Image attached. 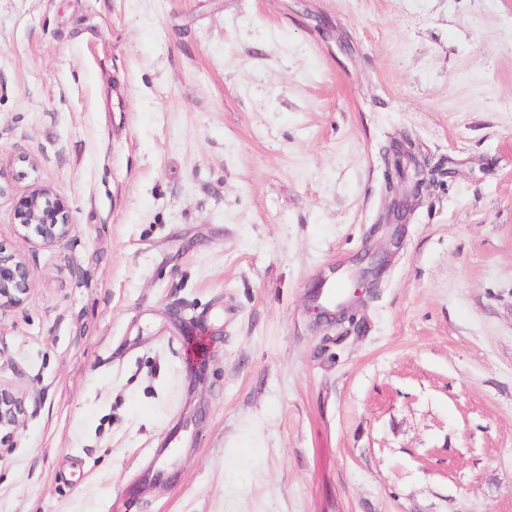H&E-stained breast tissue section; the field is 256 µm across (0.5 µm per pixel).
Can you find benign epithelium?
Segmentation results:
<instances>
[{"mask_svg":"<svg viewBox=\"0 0 512 512\" xmlns=\"http://www.w3.org/2000/svg\"><path fill=\"white\" fill-rule=\"evenodd\" d=\"M409 152L401 146L387 161L389 175L385 181L389 205L383 212L379 225L403 223L422 200L430 180V170L422 165L406 173L399 165V154ZM14 217L24 231L32 234L46 246L66 242L72 229L69 205L64 197L53 189L37 188L14 201ZM386 262L385 255L365 250L355 260V268L347 274L353 292L363 288H375ZM32 285V273L26 260L19 254L0 246V309L23 303ZM324 322L340 328L353 324L347 299L336 302L334 309L322 307ZM27 412L26 397L8 386L0 385V432L15 430Z\"/></svg>","mask_w":512,"mask_h":512,"instance_id":"benign-epithelium-1","label":"benign epithelium"}]
</instances>
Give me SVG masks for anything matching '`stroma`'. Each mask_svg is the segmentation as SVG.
I'll return each mask as SVG.
<instances>
[{
  "label": "stroma",
  "mask_w": 512,
  "mask_h": 512,
  "mask_svg": "<svg viewBox=\"0 0 512 512\" xmlns=\"http://www.w3.org/2000/svg\"><path fill=\"white\" fill-rule=\"evenodd\" d=\"M405 136L452 175L340 340ZM0 246V512H512V0H0ZM14 217L24 236L33 234L46 246L63 244L72 229L66 199L48 187L37 188L18 197L14 201ZM32 285V273L19 254L0 246V310L23 303ZM347 298L345 297L341 299V301L336 300V305H334V310H330L328 307L322 306V314L324 322L329 325H336V328H342L344 323H348L349 326H353V316L350 313L349 307L347 305ZM26 412V397L0 384V432L15 430Z\"/></svg>",
  "instance_id": "1"
}]
</instances>
